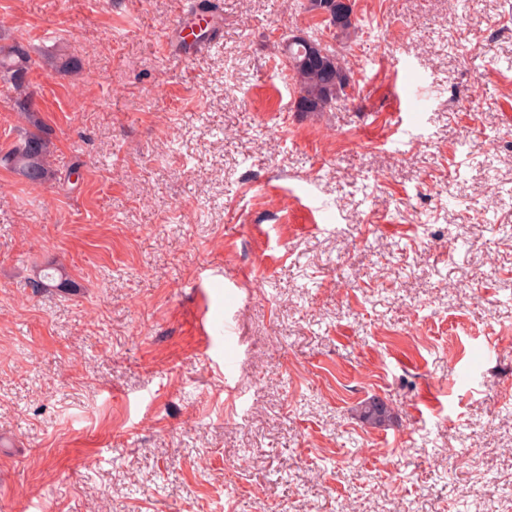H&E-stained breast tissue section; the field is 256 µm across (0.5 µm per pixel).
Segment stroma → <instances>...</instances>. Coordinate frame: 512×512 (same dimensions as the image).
<instances>
[{
    "mask_svg": "<svg viewBox=\"0 0 512 512\" xmlns=\"http://www.w3.org/2000/svg\"><path fill=\"white\" fill-rule=\"evenodd\" d=\"M194 2L0 0V512H512V0H356L318 115L306 0ZM310 38L316 48L288 40L281 48L282 64L298 89L296 110L320 114L347 96L349 74L336 47ZM31 57L20 42L0 44V83L9 85L24 99L23 109L35 131L25 137L9 152L0 157V163L22 175L33 184H41L51 176L49 141L42 136V126L30 110V96L26 75ZM359 417L371 427H382L391 420V412L384 403L372 400L361 405Z\"/></svg>",
    "mask_w": 512,
    "mask_h": 512,
    "instance_id": "obj_1",
    "label": "stroma"
}]
</instances>
